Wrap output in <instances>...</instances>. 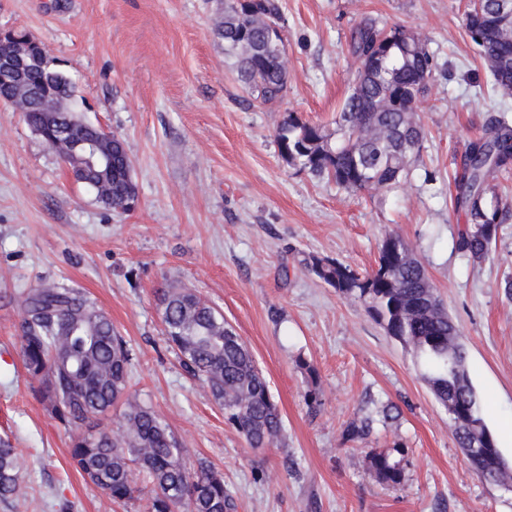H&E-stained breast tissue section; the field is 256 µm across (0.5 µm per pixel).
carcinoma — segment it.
<instances>
[{
  "mask_svg": "<svg viewBox=\"0 0 512 512\" xmlns=\"http://www.w3.org/2000/svg\"><path fill=\"white\" fill-rule=\"evenodd\" d=\"M495 0L468 3L465 34L489 70L494 88L512 95V37L500 33ZM280 18L278 0H227L217 34L236 58L239 79L263 103L281 98L288 81L285 49L268 42ZM357 68L336 136L297 113L284 116L277 129L282 158L312 176L332 181L347 192L387 189L406 180L423 147L424 131L409 103L432 77L434 56L426 43L401 25L380 26L366 18L349 41ZM74 88L33 68L14 82L0 81V97L15 99L33 130L46 129L44 141L75 173L95 184L97 200L114 211L129 212L138 199L131 161L122 137L101 143L112 166L73 152L84 139L82 123L69 112H47L44 96L68 98ZM512 169V123L503 113L483 125L468 143L454 175L455 210L469 222L458 231L457 250L484 261L497 242L512 209L492 182ZM306 268L337 291L353 295L387 334L419 358L422 378L438 405L448 412L454 440L475 474L492 485L512 484V469L502 461L495 438L481 415L468 370V354L459 330L431 286L420 258L400 237H386L377 266L361 275L333 259L310 257ZM162 321L168 344L183 365L224 409V420L251 448L277 445L282 418L266 378L224 315L186 287L162 293ZM21 358L39 383L40 399L53 418L72 433L70 457L77 470L112 501L125 503L138 488L134 472L151 484L145 512H231L234 502L224 477L208 465L191 472L183 448L168 424L150 406L127 393L131 353L111 318L78 288L46 284L22 295ZM124 401L121 423L94 430L92 420ZM368 420H353L343 439L369 434ZM405 448L372 452L368 469L388 486L405 480ZM24 461L8 439L0 437V500L16 496Z\"/></svg>",
  "mask_w": 512,
  "mask_h": 512,
  "instance_id": "carcinoma-1",
  "label": "carcinoma"
}]
</instances>
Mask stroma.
<instances>
[{"label": "stroma", "instance_id": "35a3bbf8", "mask_svg": "<svg viewBox=\"0 0 512 512\" xmlns=\"http://www.w3.org/2000/svg\"><path fill=\"white\" fill-rule=\"evenodd\" d=\"M464 4L279 0L288 83L263 105L216 33L225 0H0V31L44 43L83 118L122 136L138 190L135 210L104 207L23 113L0 105V436L27 462V512H144L151 490L142 482L134 499L112 503L76 470L68 433L36 395L20 358L19 298L47 283L80 288L108 314L131 352V393L182 441L188 470L223 474L234 512H512V488L474 473L413 352L301 264L315 255L368 270L391 234L416 251L512 466V221L475 263L455 248L467 218L452 203L467 143L488 114L512 119V96L493 89L465 36ZM366 18L419 34L436 68L411 176L352 195L286 163L276 131L295 112L335 132L356 68L350 31ZM169 286L196 290L252 350L283 418L278 446L249 447L184 370L164 335L159 292ZM389 405L400 416L387 422ZM366 418L370 433L343 441L345 425ZM396 442L407 467L392 487L367 457Z\"/></svg>", "mask_w": 512, "mask_h": 512}]
</instances>
